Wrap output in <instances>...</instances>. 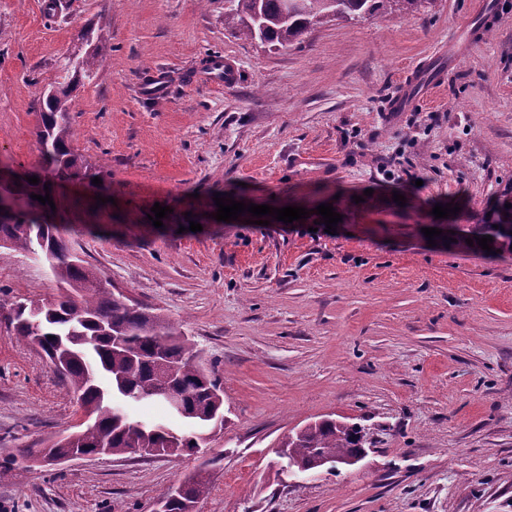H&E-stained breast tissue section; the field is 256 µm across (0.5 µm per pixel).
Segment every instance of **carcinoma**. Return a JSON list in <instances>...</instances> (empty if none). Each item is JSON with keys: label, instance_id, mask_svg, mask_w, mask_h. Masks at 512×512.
Listing matches in <instances>:
<instances>
[{"label": "carcinoma", "instance_id": "obj_1", "mask_svg": "<svg viewBox=\"0 0 512 512\" xmlns=\"http://www.w3.org/2000/svg\"><path fill=\"white\" fill-rule=\"evenodd\" d=\"M429 0H224V27L235 35L286 49L308 30L332 19L358 20L387 10L407 13ZM98 49L79 61L64 64L65 75L39 99L37 131L43 162L27 170L15 185L25 200L19 213L0 212V241L18 250L42 253L60 285L59 293L38 300L0 296V311L16 341L40 348L77 396L90 421L52 448L0 450V481L16 471H36L37 461L50 451L57 456L76 452L107 453L114 457L193 453V442L204 440L215 420L224 416L222 382L199 358L192 339L156 308L126 306L120 295L91 266L74 256L52 220L48 204L31 198L45 195L47 183L59 179L88 182L101 173L70 148V106L78 88L91 77ZM35 176L33 185L27 178ZM171 391L180 401L177 417L184 427L133 419L128 408L142 401L162 404ZM282 447L288 458L306 466L342 460L363 447L362 431L333 419L309 424L289 436ZM203 461L191 474L164 489L158 500L167 512H195L208 493L210 466Z\"/></svg>", "mask_w": 512, "mask_h": 512}]
</instances>
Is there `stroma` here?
<instances>
[{
  "label": "stroma",
  "mask_w": 512,
  "mask_h": 512,
  "mask_svg": "<svg viewBox=\"0 0 512 512\" xmlns=\"http://www.w3.org/2000/svg\"><path fill=\"white\" fill-rule=\"evenodd\" d=\"M46 1L0 0V162L38 164L36 100L105 18L70 115L75 153L113 199L58 184L55 220L113 292L182 325L222 380L224 426L197 455L16 473L0 512H153L216 454L197 512H512V248L467 243L512 204V0L331 21L285 50L225 30L224 0ZM215 54L236 70L220 89ZM157 80L163 94L145 95ZM217 192L316 199L342 219L332 235L309 218L225 224ZM447 203L459 212L435 218ZM448 222L454 242L428 245L425 228ZM0 288L37 300L57 284L0 247ZM78 416L44 355L0 321V448ZM325 417L363 428L364 458L279 473L276 448Z\"/></svg>",
  "instance_id": "1"
}]
</instances>
